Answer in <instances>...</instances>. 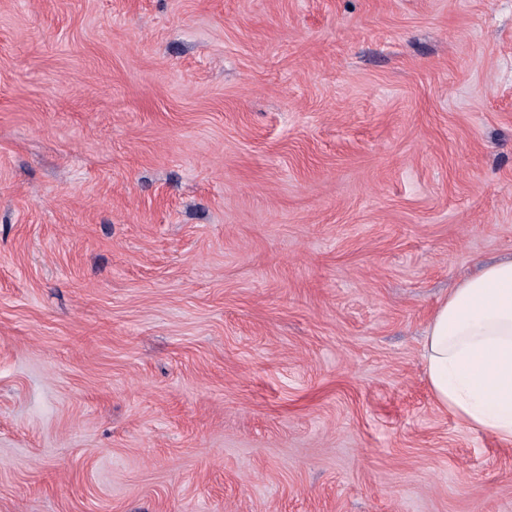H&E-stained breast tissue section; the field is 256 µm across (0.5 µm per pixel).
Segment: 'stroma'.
<instances>
[{
  "label": "stroma",
  "instance_id": "obj_1",
  "mask_svg": "<svg viewBox=\"0 0 512 512\" xmlns=\"http://www.w3.org/2000/svg\"><path fill=\"white\" fill-rule=\"evenodd\" d=\"M509 256L512 0H0V512H512ZM423 336L420 358L436 406L512 441V258L461 280Z\"/></svg>",
  "mask_w": 512,
  "mask_h": 512
}]
</instances>
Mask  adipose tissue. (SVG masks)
I'll return each mask as SVG.
<instances>
[{"mask_svg":"<svg viewBox=\"0 0 512 512\" xmlns=\"http://www.w3.org/2000/svg\"><path fill=\"white\" fill-rule=\"evenodd\" d=\"M420 358L438 408L512 441V259L464 278L439 302Z\"/></svg>","mask_w":512,"mask_h":512,"instance_id":"obj_1","label":"adipose tissue"}]
</instances>
